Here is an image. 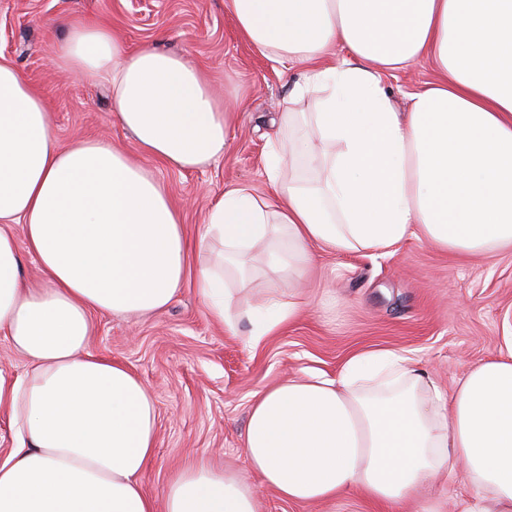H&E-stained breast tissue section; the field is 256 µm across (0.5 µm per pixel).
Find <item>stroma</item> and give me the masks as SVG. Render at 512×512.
Returning <instances> with one entry per match:
<instances>
[{
    "instance_id": "stroma-1",
    "label": "stroma",
    "mask_w": 512,
    "mask_h": 512,
    "mask_svg": "<svg viewBox=\"0 0 512 512\" xmlns=\"http://www.w3.org/2000/svg\"><path fill=\"white\" fill-rule=\"evenodd\" d=\"M65 18L102 22L132 48L151 43L187 56L215 73L217 93L236 108L224 155L206 170L180 173L147 163L181 205L191 240L203 235L205 215L224 192L246 186L273 197L266 159L301 66L284 68L255 54L224 0H0V54L40 88L65 145L93 138L134 149L107 86L51 63ZM436 79L431 66L414 63L386 84L403 111L409 94ZM311 253L313 266L301 279L310 306L254 348L212 322L188 286L149 317L94 315L90 351L125 364L157 402L156 448L141 476L157 512H166L172 474L199 459L248 477L263 512H376L355 493L326 504L288 503L251 475L242 448L256 395L305 369L335 376L352 353L378 347L401 351L445 391L498 352L503 325L512 323L511 250L458 257L410 240L387 255L333 254L316 245ZM288 289L287 278L266 273L259 261L238 302L256 307L287 297Z\"/></svg>"
}]
</instances>
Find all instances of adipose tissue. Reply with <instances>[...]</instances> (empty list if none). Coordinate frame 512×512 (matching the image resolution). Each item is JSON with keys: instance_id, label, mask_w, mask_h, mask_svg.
I'll return each instance as SVG.
<instances>
[{"instance_id": "ef3b65f1", "label": "adipose tissue", "mask_w": 512, "mask_h": 512, "mask_svg": "<svg viewBox=\"0 0 512 512\" xmlns=\"http://www.w3.org/2000/svg\"><path fill=\"white\" fill-rule=\"evenodd\" d=\"M257 54L304 66L280 116L308 94L313 134L279 142L267 161L274 199L248 188L209 210L204 240L223 250L189 268L181 211L141 165L193 172L223 156L233 116L202 67L145 44L127 48L92 21L67 23L54 65L105 82L137 151L98 139L61 145L40 90L0 56V335L29 362L0 379L19 445L0 461V512H156L140 477L154 455L157 406L124 364L89 352L96 313L146 316L185 285L208 317L257 346L308 307L300 292L240 309L225 271L245 275L268 249L276 274H299L311 245L388 252L417 239L456 256L512 248V0H224ZM340 66L326 65L334 49ZM427 62L438 79L397 111L384 78ZM318 166L315 184L283 179L284 158ZM24 229L16 240L11 225ZM32 257L42 278L22 274ZM499 356L458 377L449 393L391 349L350 355L263 391L243 454L288 502L356 490L380 512L433 495L464 468L458 512H512V324ZM166 512H260L238 473L198 462L173 475Z\"/></svg>"}]
</instances>
